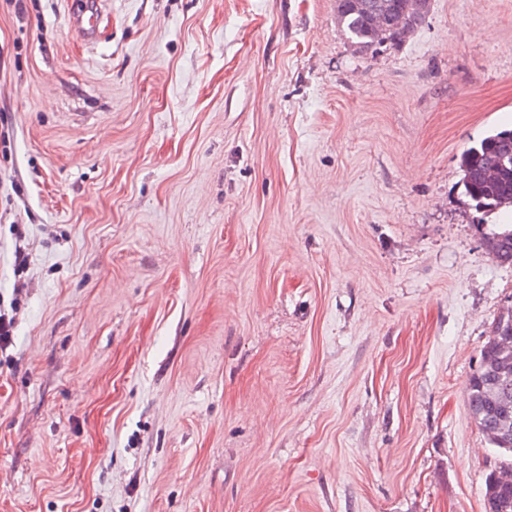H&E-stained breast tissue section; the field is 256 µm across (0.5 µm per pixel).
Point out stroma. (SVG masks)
<instances>
[{
    "instance_id": "35a3bbf8",
    "label": "stroma",
    "mask_w": 512,
    "mask_h": 512,
    "mask_svg": "<svg viewBox=\"0 0 512 512\" xmlns=\"http://www.w3.org/2000/svg\"><path fill=\"white\" fill-rule=\"evenodd\" d=\"M101 7L0 0V512H484L512 207L460 162L512 130V0L373 55L336 0ZM82 9L77 8L73 20L83 39L92 42L95 38L97 22L100 17L98 1H83ZM499 226L497 230L484 232L482 226V238L487 244H493L492 256L501 263L512 265V224H493ZM512 307L500 313L480 351L466 394L470 416L490 444L512 457Z\"/></svg>"
}]
</instances>
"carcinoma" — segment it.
<instances>
[{
  "instance_id": "1",
  "label": "carcinoma",
  "mask_w": 512,
  "mask_h": 512,
  "mask_svg": "<svg viewBox=\"0 0 512 512\" xmlns=\"http://www.w3.org/2000/svg\"><path fill=\"white\" fill-rule=\"evenodd\" d=\"M431 0H336V22L355 50L374 53L381 46L405 42L425 21ZM462 185L475 208L493 212L512 201V130L489 135L461 157ZM493 244L492 256L512 265V224L482 233ZM512 307L500 313L480 351V361L466 394L470 416L490 444L512 454ZM485 512H512V485L495 473L486 477Z\"/></svg>"
}]
</instances>
